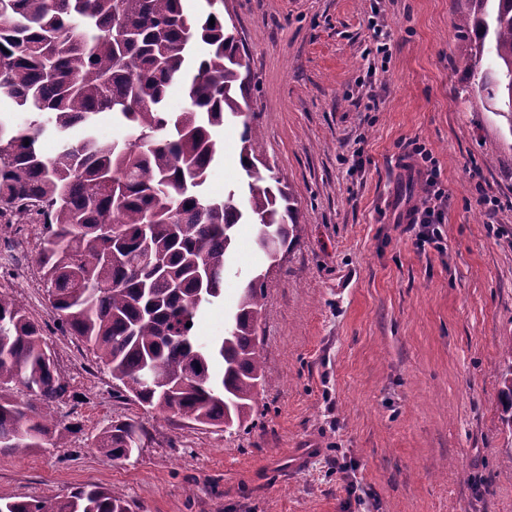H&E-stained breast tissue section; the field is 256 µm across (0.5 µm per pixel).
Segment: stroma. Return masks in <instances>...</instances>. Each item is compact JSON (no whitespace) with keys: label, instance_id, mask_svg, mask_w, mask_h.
<instances>
[{"label":"stroma","instance_id":"35a3bbf8","mask_svg":"<svg viewBox=\"0 0 512 512\" xmlns=\"http://www.w3.org/2000/svg\"><path fill=\"white\" fill-rule=\"evenodd\" d=\"M466 12L467 0H224L263 159L305 226L272 268L256 225H238L224 299L196 327L202 343L223 335L268 271L269 384L244 429L160 421L119 396L54 326L35 263L42 225L0 224V291L43 326L71 388L54 413L72 428L59 447L0 456V497L96 483L130 512H512L500 378L512 361V122L465 87ZM241 131L230 116L217 134L211 195H245ZM414 141L448 189L439 251L416 248L400 196ZM130 419L141 448L108 460L96 433Z\"/></svg>","mask_w":512,"mask_h":512}]
</instances>
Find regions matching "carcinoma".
<instances>
[{
  "instance_id": "obj_1",
  "label": "carcinoma",
  "mask_w": 512,
  "mask_h": 512,
  "mask_svg": "<svg viewBox=\"0 0 512 512\" xmlns=\"http://www.w3.org/2000/svg\"><path fill=\"white\" fill-rule=\"evenodd\" d=\"M3 2L0 221L26 224L35 214L44 225L36 263L54 321L92 349L121 392L157 415L226 430L246 426L266 384L257 322L268 273L249 281L213 345L195 342V323L224 297L237 225H259L256 244L271 268L304 225L272 168L259 169V132L248 118L239 153L249 178L245 203L232 192L218 199L205 191L216 132L226 114L243 112L238 97L247 94L224 0H206L209 9L193 18L185 0ZM462 23L476 35L464 62L472 84L512 113V0H468ZM486 55L496 70H480ZM174 84L187 99L182 112L165 108ZM15 112L30 119L17 124ZM106 112L139 141H99L92 126ZM47 121L61 141L52 157L40 147ZM501 379L503 421L512 430V364ZM14 386L26 399L13 397ZM69 388L41 325L0 291V456L64 440L51 407ZM143 437L137 422H119L99 431L95 447L126 460ZM0 512L129 507L91 484L63 499L0 497Z\"/></svg>"
}]
</instances>
